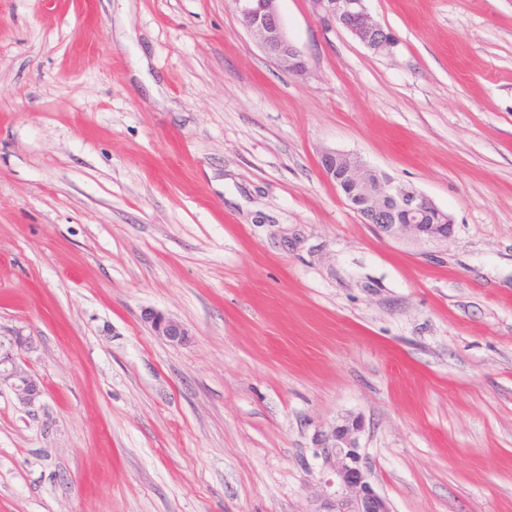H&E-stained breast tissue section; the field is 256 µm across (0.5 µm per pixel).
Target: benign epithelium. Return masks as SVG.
I'll list each match as a JSON object with an SVG mask.
<instances>
[{"label":"benign epithelium","mask_w":512,"mask_h":512,"mask_svg":"<svg viewBox=\"0 0 512 512\" xmlns=\"http://www.w3.org/2000/svg\"><path fill=\"white\" fill-rule=\"evenodd\" d=\"M233 2L245 30L268 58L294 76L307 74L303 52L285 30L280 0ZM308 2L324 27L342 28L375 52L393 46L390 33L369 12L367 0ZM321 171L362 222L389 239L410 237L421 244H437L454 234L455 224L448 212L422 192L397 184L388 174L368 166L356 154L326 150L321 154ZM144 321L154 335L171 343H182L188 336L179 321L158 311H146ZM26 344L23 336L12 337L7 345L0 340V382H11L20 401L32 406L42 395V384L19 366V351ZM362 431L361 420L353 418L317 435L315 455L321 459L325 478L314 512H392L389 501L370 481L359 447Z\"/></svg>","instance_id":"obj_1"}]
</instances>
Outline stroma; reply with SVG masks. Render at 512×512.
Instances as JSON below:
<instances>
[{
    "mask_svg": "<svg viewBox=\"0 0 512 512\" xmlns=\"http://www.w3.org/2000/svg\"><path fill=\"white\" fill-rule=\"evenodd\" d=\"M0 0V512H312L350 417L393 512H512V0H368L374 52L281 0ZM353 152L447 210L379 236ZM188 330L155 336L146 310ZM247 33L265 55L292 75L308 72L303 52L287 35L279 8L280 0H233ZM321 171L362 222L389 239L411 237L421 244H437L454 234L448 212L422 192L396 184L356 154L326 150ZM28 343L24 336H13L9 341V348L0 339V383L11 381V387L23 404L32 406L42 395V384L38 378L23 371L18 363L22 351Z\"/></svg>",
    "mask_w": 512,
    "mask_h": 512,
    "instance_id": "35a3bbf8",
    "label": "stroma"
}]
</instances>
